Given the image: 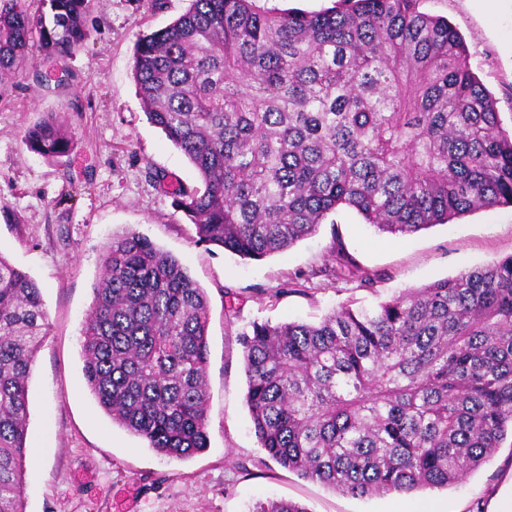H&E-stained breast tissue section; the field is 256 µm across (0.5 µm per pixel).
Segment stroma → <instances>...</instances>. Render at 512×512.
Masks as SVG:
<instances>
[{
	"instance_id": "35a3bbf8",
	"label": "stroma",
	"mask_w": 512,
	"mask_h": 512,
	"mask_svg": "<svg viewBox=\"0 0 512 512\" xmlns=\"http://www.w3.org/2000/svg\"><path fill=\"white\" fill-rule=\"evenodd\" d=\"M190 0H93L89 38L64 63L38 60L0 79V254L42 291L49 323L29 381L24 512H249L267 497L310 512H512V444L456 486L355 498L272 460L244 403L241 330L314 322L344 303L371 307L406 289L512 255V207L477 210L409 236L381 233L354 210L330 214L287 251L249 260L195 244L169 185L198 187L187 158L146 118L133 81L139 38ZM462 34L472 71L512 128V0H421ZM63 118L71 152L48 160L23 142L43 115ZM134 230L177 257L209 301V446L158 455L99 408L82 372L81 329L103 247Z\"/></svg>"
}]
</instances>
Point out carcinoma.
I'll list each match as a JSON object with an SVG mask.
<instances>
[{
  "mask_svg": "<svg viewBox=\"0 0 512 512\" xmlns=\"http://www.w3.org/2000/svg\"><path fill=\"white\" fill-rule=\"evenodd\" d=\"M92 0H0V73L65 59ZM420 0H339L270 13L255 0H191L139 40L133 78L151 124L202 188L174 191L196 243L260 260L344 206L409 235L512 204V133L467 48ZM25 145L72 150L43 117ZM82 329L83 374L112 422L157 453L208 446L206 292L130 231L103 248ZM41 289L0 254V512H22L28 380L47 336ZM245 404L280 466L352 496L446 488L512 432V255L317 323L240 334ZM251 512H309L267 499Z\"/></svg>",
  "mask_w": 512,
  "mask_h": 512,
  "instance_id": "carcinoma-1",
  "label": "carcinoma"
}]
</instances>
